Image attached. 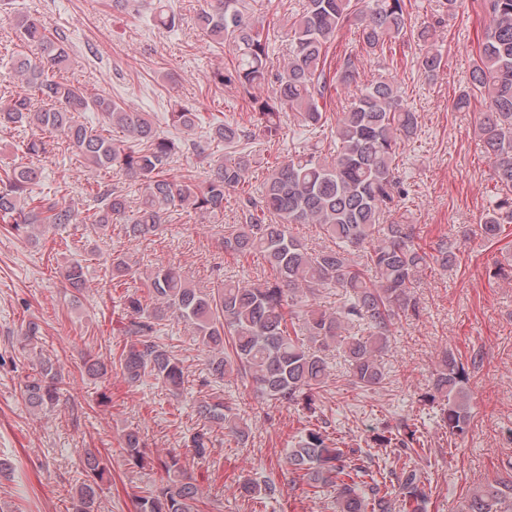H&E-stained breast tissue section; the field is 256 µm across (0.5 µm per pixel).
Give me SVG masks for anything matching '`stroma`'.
<instances>
[{
  "label": "stroma",
  "instance_id": "obj_1",
  "mask_svg": "<svg viewBox=\"0 0 512 512\" xmlns=\"http://www.w3.org/2000/svg\"><path fill=\"white\" fill-rule=\"evenodd\" d=\"M305 0H245L248 14L265 16L276 27L271 38L274 62L288 56L281 31ZM180 26L155 27L149 10L123 13L110 0H10L0 4V91L11 86L14 19L25 14L57 28L74 52L65 72L68 82L95 93H108L149 113L158 131L180 137L169 114L183 106L200 113V130L221 118L251 127L248 96L234 87L213 84L215 68L232 59L228 49L208 42L195 16L205 0H169ZM484 20L475 0H463L442 30L447 64L434 82L420 77L418 46L396 55L361 56L359 84L384 75L400 82L419 113L418 138L406 143L397 176L410 186L399 213L417 225L421 243L434 251L445 243L460 252L458 265L426 270L417 288L422 315L401 323L384 358L386 379L365 391L346 380L330 381L316 412L288 407L257 395L252 382L225 377L217 388L237 409L247 440L214 428L207 458L195 457L186 443L201 427L196 407L214 387L208 385V354L187 326L167 322L162 341L182 360L187 388L171 394L153 380L128 386L119 365L126 339L119 335L126 286L110 282L97 262L108 253L128 252L143 264L172 263L192 282L207 286L219 278L258 281L271 277L262 255H229L218 247L224 227L235 218V197L224 200V221L211 223L192 214L173 215L158 235L128 239L121 225L107 235L82 224L53 229L32 242L0 222V460L12 468L0 474V512H68L70 496L85 477V449L98 450L110 477L102 487L99 512H136V497L159 483V459L181 456L203 495L198 512H335V492L312 490L301 471L288 462V451L309 428H324L346 461L383 473L387 486L404 469H420L428 494L425 512H460L471 489L497 478L512 465V284L496 279L497 267L512 266V224L487 241L479 226L495 192L493 170L474 136L484 109L474 98L458 112L453 99L471 69L483 37ZM47 184L61 187L80 212L94 201L87 190L89 173L66 146L40 158ZM83 260L88 269L80 294L65 288L57 269ZM39 320L40 347L58 361L65 377L61 402L50 411H32L20 386L29 372L17 334L23 320ZM452 353L470 372V424L461 436L439 425V404L422 401L431 387L443 352ZM110 364L94 378L82 370L85 355ZM107 392L112 402L96 403ZM414 425L421 446L407 454L377 448L376 435ZM138 429L149 464L128 465L121 445L124 431ZM250 477L275 484V497H244L239 481Z\"/></svg>",
  "mask_w": 512,
  "mask_h": 512
}]
</instances>
